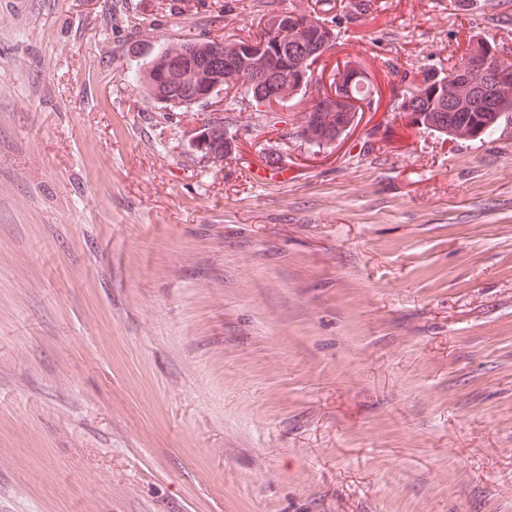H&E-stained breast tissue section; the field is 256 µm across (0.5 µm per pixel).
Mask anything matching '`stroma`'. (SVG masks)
I'll return each mask as SVG.
<instances>
[{
    "label": "stroma",
    "mask_w": 512,
    "mask_h": 512,
    "mask_svg": "<svg viewBox=\"0 0 512 512\" xmlns=\"http://www.w3.org/2000/svg\"><path fill=\"white\" fill-rule=\"evenodd\" d=\"M0 0V512H512V121L395 113L496 0ZM335 34L315 88L188 142L134 74L269 10ZM376 109L298 136L334 70ZM284 176L261 181L265 161ZM202 125L203 124H201L199 126V128L197 129L198 131H196L194 133L193 137L190 140V145L193 148L197 147L199 151H203V152L207 151L206 148H207L208 143H210V141H209V139L207 141H205V138H206V133L204 132V129H205V131L208 133V136L210 137V140L212 142L218 141V142L223 143V141H224V144L223 145L221 144L218 148H216L215 142L211 143V147H210L211 158L213 159L215 156L220 157V155H223V157H224V156L230 154L231 150H232V146L229 143V141H232V143L234 144V139H233L232 135H228L226 127H224L225 125H224L223 110H222V113H218L216 115H214V113L211 114V117H209V119L204 122V126L206 128ZM220 158H222V156Z\"/></svg>",
    "instance_id": "35a3bbf8"
}]
</instances>
